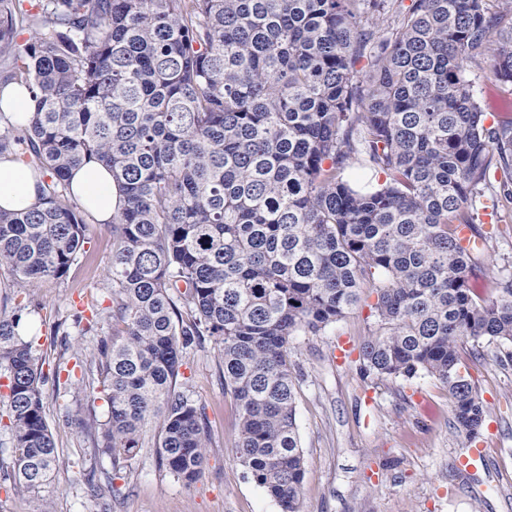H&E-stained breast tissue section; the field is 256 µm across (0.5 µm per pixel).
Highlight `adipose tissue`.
I'll use <instances>...</instances> for the list:
<instances>
[{
  "mask_svg": "<svg viewBox=\"0 0 512 512\" xmlns=\"http://www.w3.org/2000/svg\"><path fill=\"white\" fill-rule=\"evenodd\" d=\"M43 180L31 167L10 157L0 159V208L24 210L38 204ZM70 190L97 223H111L120 206L111 171L92 163L73 170Z\"/></svg>",
  "mask_w": 512,
  "mask_h": 512,
  "instance_id": "obj_1",
  "label": "adipose tissue"
}]
</instances>
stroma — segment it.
<instances>
[{
    "mask_svg": "<svg viewBox=\"0 0 512 512\" xmlns=\"http://www.w3.org/2000/svg\"><path fill=\"white\" fill-rule=\"evenodd\" d=\"M494 223L498 232L475 282L484 298L512 278V205L498 209ZM86 236L66 278L33 288L19 325L45 361L43 399L59 472L40 492L15 488L16 450L1 420L0 512H279L234 456L238 411L224 392L212 340L187 352L177 380L178 391L203 406L207 418V461L194 482L159 464L156 429L147 430L139 454L118 472L94 448L77 419L107 415L93 360L111 331L78 334L73 316L93 292L102 306L112 304V235L92 223ZM375 299L364 289L359 305L335 325L290 343L305 458L303 512H512V362L505 347L486 341L464 356L486 410L478 435L468 437L456 428L448 389L435 377L363 376L358 347L375 328ZM56 372L73 373L72 383H55ZM66 411L71 421H63ZM475 448L485 450L486 461L458 469V458Z\"/></svg>",
    "mask_w": 512,
    "mask_h": 512,
    "instance_id": "1",
    "label": "stroma"
}]
</instances>
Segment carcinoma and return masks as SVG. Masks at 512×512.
<instances>
[{
  "label": "carcinoma",
  "mask_w": 512,
  "mask_h": 512,
  "mask_svg": "<svg viewBox=\"0 0 512 512\" xmlns=\"http://www.w3.org/2000/svg\"><path fill=\"white\" fill-rule=\"evenodd\" d=\"M480 47L511 94L512 6L494 0H0V79L34 101L24 126L0 130V156L47 177L40 207L0 208L17 293L85 252L94 218L71 170L108 166L122 198L112 306L75 314L85 332L112 323L97 355L107 418L78 424L114 468L155 424L160 464L187 483L200 474L204 408L176 384L208 336L237 406V461L280 512H302L288 346L367 285L363 375L436 377L458 428L478 434L485 407L461 349L512 345V279L478 297L482 251L456 237L498 172L492 207L512 203V100L490 121L465 77ZM354 164L382 179L361 182ZM18 327L0 313V404L16 484L38 492L59 455L47 377Z\"/></svg>",
  "instance_id": "carcinoma-1"
}]
</instances>
